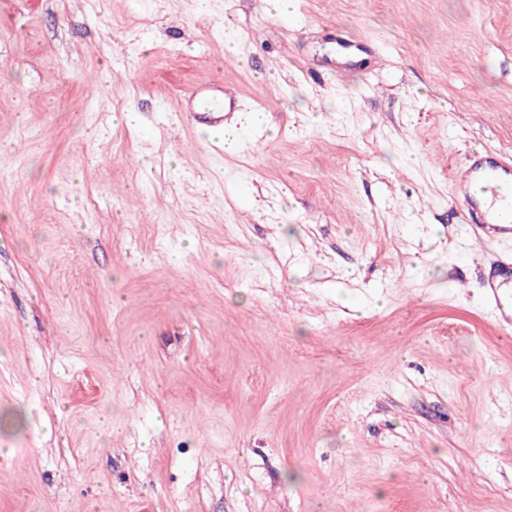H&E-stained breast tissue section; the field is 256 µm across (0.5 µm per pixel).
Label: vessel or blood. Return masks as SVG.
<instances>
[{
	"mask_svg": "<svg viewBox=\"0 0 512 512\" xmlns=\"http://www.w3.org/2000/svg\"><path fill=\"white\" fill-rule=\"evenodd\" d=\"M215 95L192 93L180 102L181 110L192 115L206 114L210 123L223 124L239 104L237 90L226 83L215 87ZM450 180L453 200L463 219L475 234L483 238H512V205L506 204L504 187H512V155L475 154L463 169H453Z\"/></svg>",
	"mask_w": 512,
	"mask_h": 512,
	"instance_id": "vessel-or-blood-1",
	"label": "vessel or blood"
}]
</instances>
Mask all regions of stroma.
Instances as JSON below:
<instances>
[{
  "instance_id": "stroma-1",
  "label": "stroma",
  "mask_w": 512,
  "mask_h": 512,
  "mask_svg": "<svg viewBox=\"0 0 512 512\" xmlns=\"http://www.w3.org/2000/svg\"><path fill=\"white\" fill-rule=\"evenodd\" d=\"M484 150L512 0H0V512H512ZM217 95L209 96L205 90H199L192 93L189 97L180 101L179 108L182 111H188L193 116H198L203 112L207 114L206 119L215 125H223L228 115L238 107L239 94L237 90L226 83H220L214 87ZM450 180L453 200L475 234L482 238H512V196L509 206L502 194L505 186L512 189L511 155L476 153L466 168L452 170Z\"/></svg>"
}]
</instances>
